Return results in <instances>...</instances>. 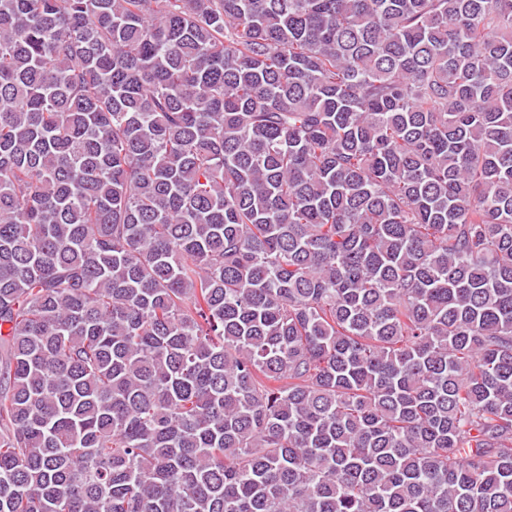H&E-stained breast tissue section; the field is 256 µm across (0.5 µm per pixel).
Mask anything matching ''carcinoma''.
I'll return each mask as SVG.
<instances>
[{"label":"carcinoma","mask_w":512,"mask_h":512,"mask_svg":"<svg viewBox=\"0 0 512 512\" xmlns=\"http://www.w3.org/2000/svg\"><path fill=\"white\" fill-rule=\"evenodd\" d=\"M0 512H512V0H0Z\"/></svg>","instance_id":"cac0c4a2"}]
</instances>
